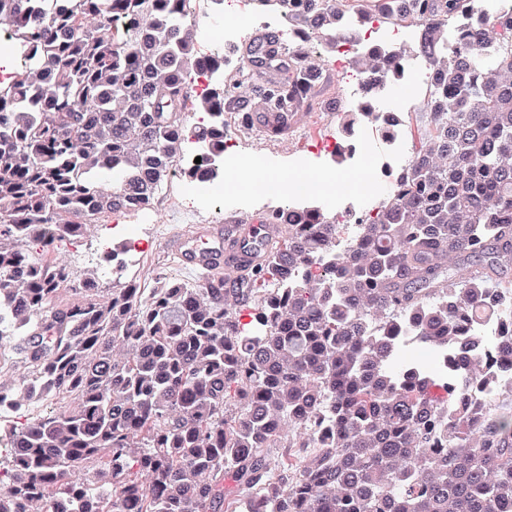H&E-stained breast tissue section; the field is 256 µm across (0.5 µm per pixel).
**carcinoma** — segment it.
Segmentation results:
<instances>
[{
    "mask_svg": "<svg viewBox=\"0 0 512 512\" xmlns=\"http://www.w3.org/2000/svg\"><path fill=\"white\" fill-rule=\"evenodd\" d=\"M190 2L0 0L27 57L0 85V347L19 339L42 391L76 403L0 415L14 441L0 512H243L254 496L271 512H512V412L495 404L512 379L474 367L465 331L493 317L491 347L512 352V313L485 304L512 289V12L486 0L378 5L426 26L431 127L347 259L315 268L340 236L331 212L279 207L277 234L233 278L158 273L104 296L93 277L58 304L74 284L58 248L151 206L186 144L216 164L184 177L221 181L235 87L191 94L224 57L194 56ZM334 2L277 0L328 45L371 8ZM401 56L374 52L363 74L398 79ZM246 71L278 112L274 96L304 105L317 68L294 49L279 82ZM197 102L210 121L189 127ZM410 318L481 394L451 391L444 366L392 367Z\"/></svg>",
    "mask_w": 512,
    "mask_h": 512,
    "instance_id": "cac0c4a2",
    "label": "carcinoma"
}]
</instances>
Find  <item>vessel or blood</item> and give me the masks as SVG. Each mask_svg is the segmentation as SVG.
Here are the masks:
<instances>
[{"instance_id": "b4317fda", "label": "vessel or blood", "mask_w": 512, "mask_h": 512, "mask_svg": "<svg viewBox=\"0 0 512 512\" xmlns=\"http://www.w3.org/2000/svg\"><path fill=\"white\" fill-rule=\"evenodd\" d=\"M298 118L294 112H254L250 115L253 125L268 137L287 135ZM276 227L272 224H227L209 226L183 239L178 248L183 264L211 271L223 265L239 268L250 263L264 239L273 237Z\"/></svg>"}]
</instances>
